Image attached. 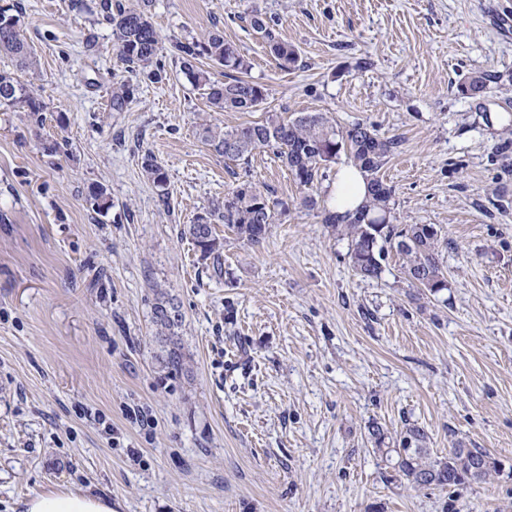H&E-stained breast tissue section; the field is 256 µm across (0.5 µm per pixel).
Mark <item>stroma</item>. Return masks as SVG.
Listing matches in <instances>:
<instances>
[{
    "mask_svg": "<svg viewBox=\"0 0 512 512\" xmlns=\"http://www.w3.org/2000/svg\"><path fill=\"white\" fill-rule=\"evenodd\" d=\"M100 3L0 0L33 50L17 78L45 105L39 125L0 109V512L50 490L115 512H512V29L496 21L512 0H152L160 83L127 71ZM257 8L297 67L277 68ZM216 29L267 90L256 111H214L181 69L177 44ZM481 71L498 86L462 95ZM268 111L398 137L382 175L399 223L441 229L447 290L413 287L393 252L380 278L355 275L348 238L299 205H328L335 172L304 188L269 151L246 169L285 212L258 245L217 225L221 255L202 260L180 230L244 168L201 126ZM159 289L191 355L174 382L154 359ZM412 425L432 456L484 448L500 472L453 503L408 486L381 451ZM143 169L153 184L157 188H160L159 195L162 198H167L169 194L166 188L167 173L162 164L159 163L154 157L147 155L143 161Z\"/></svg>",
    "mask_w": 512,
    "mask_h": 512,
    "instance_id": "35a3bbf8",
    "label": "stroma"
}]
</instances>
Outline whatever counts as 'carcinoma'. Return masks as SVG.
<instances>
[{
    "mask_svg": "<svg viewBox=\"0 0 512 512\" xmlns=\"http://www.w3.org/2000/svg\"><path fill=\"white\" fill-rule=\"evenodd\" d=\"M101 9L126 68L133 72L153 64L161 47L146 6L128 7L104 0ZM250 26L264 39L279 67L289 69L297 65V49L279 38L265 14L253 11ZM177 50L193 85L204 91L216 110L252 112L266 99L267 89L246 77L249 62L234 43L224 39L223 32L215 30L201 41L181 42ZM0 53L11 57L20 70L32 64V48L14 15L6 26H0ZM201 58L222 67L224 80L216 79L210 71L197 66ZM488 82L490 75L476 72L462 84L461 93L480 96L487 92ZM130 95V86L125 83L112 88V111H123ZM0 106L26 112L35 123H43L40 115L45 110L43 102L32 89L5 70L0 71ZM203 139L217 154L245 165L256 152L272 151L303 187L325 176L339 153L346 152L350 163L366 174V202L352 216H339L325 207L322 223L350 240L349 259L356 274L364 280L379 278L388 246L401 256L402 267L415 287L433 296L448 288L440 262V230L433 224H396L394 190L378 176L387 159L399 148L398 139L379 134L373 124L366 121L338 130L324 112H301L294 117L268 112L261 121L230 130L206 124ZM143 169L159 188L160 196L168 197L167 173L162 164L148 155L144 158ZM88 201L98 210L111 206L106 190L99 185L89 188ZM279 207H284V203L271 191L260 189L246 170L236 186L224 193V200L213 202L193 223L184 225L181 234L190 238L202 258L217 259L221 242L215 225L224 224L234 229L240 238L253 245L259 244ZM151 323L156 343L154 358L160 372L166 378L187 373L190 356L183 344V314L178 303L160 289L155 292L151 306ZM426 439L423 428L412 426L400 437L399 447L381 449L390 457L399 478L415 488L434 486L457 490L499 472V460L484 448H450L448 455L433 458L430 449L425 447Z\"/></svg>",
    "mask_w": 512,
    "mask_h": 512,
    "instance_id": "1",
    "label": "carcinoma"
}]
</instances>
